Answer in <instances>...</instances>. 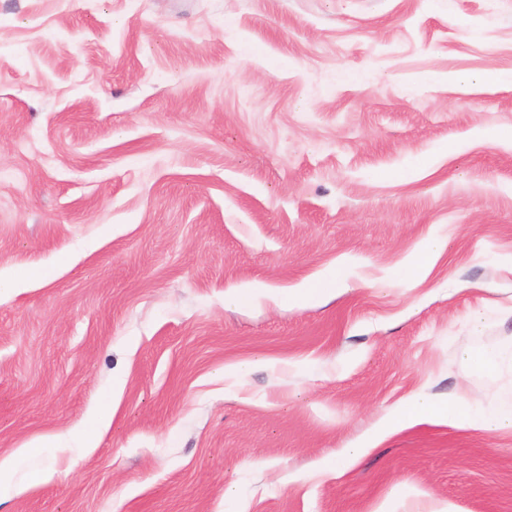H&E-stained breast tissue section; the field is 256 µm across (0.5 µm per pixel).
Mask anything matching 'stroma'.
I'll use <instances>...</instances> for the list:
<instances>
[{
	"label": "stroma",
	"instance_id": "obj_1",
	"mask_svg": "<svg viewBox=\"0 0 512 512\" xmlns=\"http://www.w3.org/2000/svg\"><path fill=\"white\" fill-rule=\"evenodd\" d=\"M490 69L512 0H0V512H512V431L378 432L512 399ZM446 248V241L430 232L406 257L403 266L407 278L422 276L441 256ZM423 419L467 421L485 432L512 429V401L473 414L462 396H451L448 397V401H438L425 395H415L388 415L379 432L383 433L402 424Z\"/></svg>",
	"mask_w": 512,
	"mask_h": 512
}]
</instances>
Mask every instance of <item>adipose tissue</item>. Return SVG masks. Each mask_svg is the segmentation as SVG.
Here are the masks:
<instances>
[{
  "mask_svg": "<svg viewBox=\"0 0 512 512\" xmlns=\"http://www.w3.org/2000/svg\"><path fill=\"white\" fill-rule=\"evenodd\" d=\"M423 419L467 421L485 432L512 429V401L474 414L469 411L465 399L460 396L438 401L425 395H415L394 409L384 420L382 428L387 431Z\"/></svg>",
  "mask_w": 512,
  "mask_h": 512,
  "instance_id": "adipose-tissue-1",
  "label": "adipose tissue"
}]
</instances>
